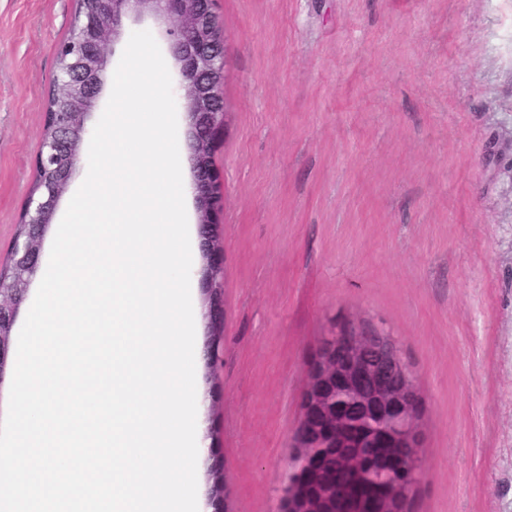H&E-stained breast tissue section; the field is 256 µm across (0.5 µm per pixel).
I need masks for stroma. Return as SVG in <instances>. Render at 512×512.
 <instances>
[{
  "label": "stroma",
  "mask_w": 512,
  "mask_h": 512,
  "mask_svg": "<svg viewBox=\"0 0 512 512\" xmlns=\"http://www.w3.org/2000/svg\"><path fill=\"white\" fill-rule=\"evenodd\" d=\"M77 0H0V263L32 189ZM224 323L189 161L203 512H277L309 365L383 325L423 395L410 512H512V0H214ZM215 359H208V351Z\"/></svg>",
  "instance_id": "1"
}]
</instances>
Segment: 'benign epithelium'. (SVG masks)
Wrapping results in <instances>:
<instances>
[{
    "label": "benign epithelium",
    "mask_w": 512,
    "mask_h": 512,
    "mask_svg": "<svg viewBox=\"0 0 512 512\" xmlns=\"http://www.w3.org/2000/svg\"><path fill=\"white\" fill-rule=\"evenodd\" d=\"M213 0H94L78 17L74 40L58 69L54 95L65 105L61 139L42 138L35 166L45 171L41 188L23 209L31 232L13 238L10 262L16 279L0 283V383L3 382L17 313L39 268L41 242L73 180L89 135V120L105 88L112 44L124 34V21L152 16L168 23L173 59L181 77V101L189 119L190 162L194 174L201 253L206 288L215 292L224 264L217 216L224 209L222 178L211 150L224 131V106L218 92L227 58L218 36ZM304 416L296 447L302 482L288 483L279 512H401L415 483L397 479L369 509L337 510L343 484L371 477L367 459L393 458L396 466L418 472L422 447L419 422L422 395L416 376L392 337L368 322H344L326 337L309 367L303 396Z\"/></svg>",
    "instance_id": "7a95c632"
}]
</instances>
